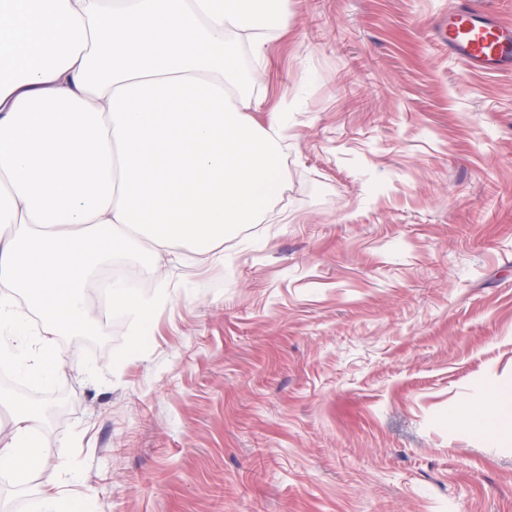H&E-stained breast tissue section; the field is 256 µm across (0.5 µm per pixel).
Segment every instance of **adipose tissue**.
<instances>
[{
	"instance_id": "adipose-tissue-1",
	"label": "adipose tissue",
	"mask_w": 512,
	"mask_h": 512,
	"mask_svg": "<svg viewBox=\"0 0 512 512\" xmlns=\"http://www.w3.org/2000/svg\"><path fill=\"white\" fill-rule=\"evenodd\" d=\"M288 0H0V363L48 384L69 363L51 343L19 350L30 308L66 288L59 329L96 324L83 301L115 254L208 253L278 200L288 148L283 115L247 122L264 62L288 27ZM158 210L147 223L131 201ZM109 309L147 321L155 299L122 280ZM24 295L18 305L16 295ZM487 436L512 431V395L489 410L459 407ZM41 405L14 409L0 467L29 475L42 462Z\"/></svg>"
}]
</instances>
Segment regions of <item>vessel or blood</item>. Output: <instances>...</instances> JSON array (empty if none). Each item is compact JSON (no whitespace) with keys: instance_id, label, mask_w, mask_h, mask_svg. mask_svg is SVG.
<instances>
[{"instance_id":"b4317fda","label":"vessel or blood","mask_w":512,"mask_h":512,"mask_svg":"<svg viewBox=\"0 0 512 512\" xmlns=\"http://www.w3.org/2000/svg\"><path fill=\"white\" fill-rule=\"evenodd\" d=\"M436 39L449 56L485 71L512 70V29L501 25L481 0H458L438 23Z\"/></svg>"}]
</instances>
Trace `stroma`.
Listing matches in <instances>:
<instances>
[{
	"instance_id": "35a3bbf8",
	"label": "stroma",
	"mask_w": 512,
	"mask_h": 512,
	"mask_svg": "<svg viewBox=\"0 0 512 512\" xmlns=\"http://www.w3.org/2000/svg\"><path fill=\"white\" fill-rule=\"evenodd\" d=\"M449 0H288L252 114L287 115L284 188L215 257L161 255L148 324L50 336L41 467L7 512H512V72L432 39ZM462 418L470 424H479L482 431L493 438L497 434L512 431V395L495 391L489 400V410L486 414L478 415L472 406L462 404L459 407Z\"/></svg>"
}]
</instances>
